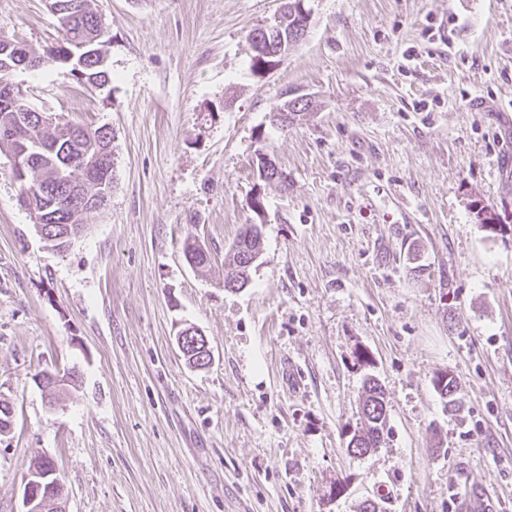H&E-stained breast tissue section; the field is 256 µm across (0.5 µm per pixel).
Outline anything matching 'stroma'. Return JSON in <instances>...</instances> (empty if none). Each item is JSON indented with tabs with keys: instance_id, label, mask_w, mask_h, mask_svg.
<instances>
[{
	"instance_id": "1",
	"label": "stroma",
	"mask_w": 512,
	"mask_h": 512,
	"mask_svg": "<svg viewBox=\"0 0 512 512\" xmlns=\"http://www.w3.org/2000/svg\"><path fill=\"white\" fill-rule=\"evenodd\" d=\"M93 6L107 85L56 62L13 75L62 122L113 132L117 181L61 253L0 152V512H22L36 456L66 512H463V486L512 512V0H310L307 35L264 71L247 35L283 0ZM0 34L37 54L61 37L47 0H0ZM289 95L317 108L281 131ZM261 152L282 180L259 178ZM245 224L264 249L232 291ZM187 325L205 369L177 347ZM45 371L69 376L59 396ZM367 372L388 423L359 458ZM261 227L259 224H246L245 228L240 232L236 241L224 256V268L228 269L227 274H224V287L236 285L237 288H242L247 282V277L243 275L246 272L245 264L248 263L246 252L256 245V242L261 238ZM262 254V246H260L251 256L248 268H251L255 262L258 261ZM186 336H188V338L191 336H194V346L195 347H198L200 345L203 346L201 350L196 351V353H200L199 354L200 359L198 360V365L197 366L194 365V361L196 358H193L191 360L192 366L195 368H198V369L206 368L210 364L211 359H212L211 351L209 349L206 337L202 334L201 331H199L197 328H194V327L180 330L176 335V343L181 349H184V350H185L184 343H185Z\"/></svg>"
}]
</instances>
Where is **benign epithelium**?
<instances>
[{"label":"benign epithelium","mask_w":512,"mask_h":512,"mask_svg":"<svg viewBox=\"0 0 512 512\" xmlns=\"http://www.w3.org/2000/svg\"><path fill=\"white\" fill-rule=\"evenodd\" d=\"M288 29V7H283L275 22L261 26L253 40V49L260 52L258 58L263 56H281L288 53L290 44L284 42V31ZM0 70L9 73L21 67L36 68L45 62V58L32 54L29 50L4 40V49L0 51ZM98 61L103 65L106 62V49L98 39H89L75 45L64 63L79 74V68L85 61ZM0 105L14 112L16 123L19 126L36 125L40 128H53L57 125L56 116L42 108L34 106L27 98L22 87L11 81L0 83ZM104 136L103 145L98 147L91 156L80 155V164L64 180H55L43 185L38 196L33 194L20 195L23 205L33 214L35 224L41 236H46L44 225L51 223V215L47 211L52 207L58 208V213L65 216L63 223L73 225V231L66 234L68 238L79 236L84 231L85 216L91 212L104 209L109 201L112 191V136L102 128L99 130ZM91 137V134L71 126L65 131L67 143L60 145V141L36 140L19 132L10 126L0 130V140L9 144L8 156L11 158L14 170L23 171L32 165V160L44 157V153H54L58 148L63 152L75 150V144ZM194 337V346L201 347L200 359L197 368L207 367L212 359L211 351L206 337L198 329L191 327L179 331L176 343L184 347L185 337ZM44 470L42 478L46 484V494L39 496L40 489L27 488L23 500V512H43L44 505L50 501L62 499L63 487L61 479L53 463L46 461L40 463Z\"/></svg>","instance_id":"obj_1"}]
</instances>
